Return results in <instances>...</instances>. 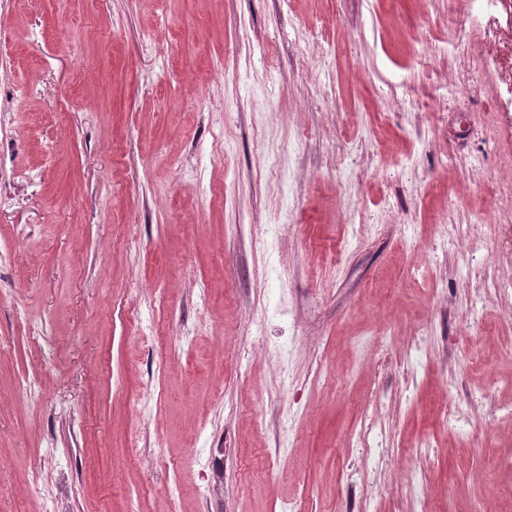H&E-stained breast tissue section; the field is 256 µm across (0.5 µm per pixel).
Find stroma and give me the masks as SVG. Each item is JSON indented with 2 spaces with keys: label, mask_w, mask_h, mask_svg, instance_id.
Listing matches in <instances>:
<instances>
[{
  "label": "stroma",
  "mask_w": 512,
  "mask_h": 512,
  "mask_svg": "<svg viewBox=\"0 0 512 512\" xmlns=\"http://www.w3.org/2000/svg\"><path fill=\"white\" fill-rule=\"evenodd\" d=\"M464 0H0V512H512V123Z\"/></svg>",
  "instance_id": "obj_1"
}]
</instances>
